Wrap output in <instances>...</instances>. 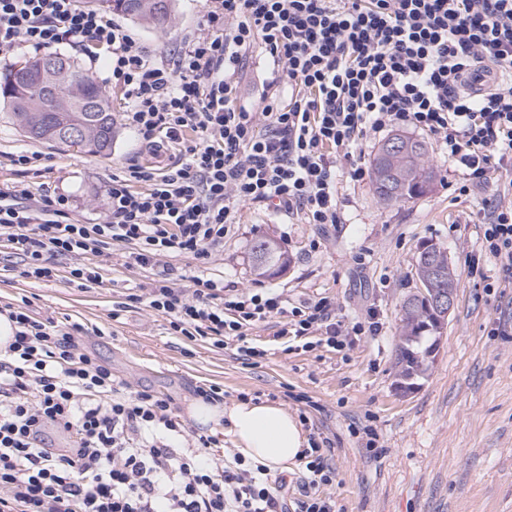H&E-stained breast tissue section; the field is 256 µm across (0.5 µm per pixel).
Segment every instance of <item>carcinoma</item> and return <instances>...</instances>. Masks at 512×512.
Here are the masks:
<instances>
[{
    "instance_id": "1",
    "label": "carcinoma",
    "mask_w": 512,
    "mask_h": 512,
    "mask_svg": "<svg viewBox=\"0 0 512 512\" xmlns=\"http://www.w3.org/2000/svg\"><path fill=\"white\" fill-rule=\"evenodd\" d=\"M149 8L132 19L157 29L167 27L171 19L172 0H150ZM49 55L35 57L20 68L9 70L0 77V102L6 104L20 122L27 137L35 140L57 141L56 129L72 120L68 112L54 111L55 103L70 96L68 83L58 85L55 95L47 96L34 71ZM71 80L80 83L88 98L104 103L106 125L93 138L94 144L77 143L75 147L99 156L112 153V113L106 93L97 77L76 59L68 57ZM406 150L402 154L385 156L377 150L371 164L375 192L383 201L416 199L431 191L434 171L425 161L423 142L399 135ZM288 254L270 238L259 239L253 248V270L258 277H267L287 270ZM417 276L422 288L407 296L400 311V341L398 361L399 384L409 387L429 369L428 357L436 350L440 327L432 314L431 299L435 291L455 287L454 272L448 262V252L440 245H431L420 252Z\"/></svg>"
}]
</instances>
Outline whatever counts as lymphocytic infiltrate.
<instances>
[{"label": "lymphocytic infiltrate", "mask_w": 512, "mask_h": 512, "mask_svg": "<svg viewBox=\"0 0 512 512\" xmlns=\"http://www.w3.org/2000/svg\"><path fill=\"white\" fill-rule=\"evenodd\" d=\"M202 25L169 62L151 63L121 25L77 0H0L1 51L107 48L126 125L179 154L113 176L103 224L77 223L65 195L35 205L24 187L1 189L0 236L21 277L52 279L70 258V276L94 284L87 256L132 244L130 260L156 276L128 301L247 364L263 355L252 330L275 318L280 335L331 348L377 335L375 311L348 321L324 298L292 307L281 291L198 276L187 287L163 261L207 268L247 205L340 223L342 177L368 174L361 140L390 127L445 145L460 194L496 187L512 172V0H205ZM256 47L272 79L249 110L236 76ZM483 68L498 84L468 92ZM480 246L498 270L492 287L512 288V199H487ZM5 312L16 330L0 357V512H288L286 474L237 453L212 464L217 437L189 427L168 395L120 393L111 367L82 347V325ZM51 430L66 446L49 444ZM301 461L297 512H336L330 442L311 440Z\"/></svg>", "instance_id": "1"}]
</instances>
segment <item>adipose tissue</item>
<instances>
[{
    "instance_id": "ef3b65f1",
    "label": "adipose tissue",
    "mask_w": 512,
    "mask_h": 512,
    "mask_svg": "<svg viewBox=\"0 0 512 512\" xmlns=\"http://www.w3.org/2000/svg\"><path fill=\"white\" fill-rule=\"evenodd\" d=\"M188 413L212 431L228 424L236 450L273 471L300 459L309 446L297 417L278 403L247 400L226 407L198 400L189 405Z\"/></svg>"
}]
</instances>
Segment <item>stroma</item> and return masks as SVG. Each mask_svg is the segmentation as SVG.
Segmentation results:
<instances>
[{"label":"stroma","instance_id":"1","mask_svg":"<svg viewBox=\"0 0 512 512\" xmlns=\"http://www.w3.org/2000/svg\"><path fill=\"white\" fill-rule=\"evenodd\" d=\"M203 10L202 0H174L162 31L119 14L114 20L147 55L165 62L200 34ZM64 51L104 84L116 130L112 153L103 158L32 141L0 104V188L18 184L36 198L66 195L76 219L99 224L109 214L113 175L132 165L153 166L154 160L125 124L121 90L106 81L107 52L69 45ZM270 70L269 60L253 51L238 77L240 105L259 104ZM426 144L436 173L428 194L387 204L372 180L347 181L343 221L326 227L292 224L282 212L244 206L223 253L205 273L227 287L282 289L293 306L325 297L350 318L376 308L383 323L378 336L355 337L339 350L316 345L289 351L271 323L252 332L254 346L265 352L252 366L232 350L172 335L165 317L142 305L112 320L113 306L152 277L125 265L118 246L89 257L102 280L85 287L72 280L67 259L59 261L52 280L18 277L15 257L0 246V307L24 303L37 316L83 325L84 346L111 365L117 380L170 396L177 412L194 400L197 387L210 384L223 387L228 406L245 393L288 407L307 436L329 439L334 449L330 493L338 512H512V335L490 333L498 318L512 315V288L485 290L484 277L495 276L496 269L480 250L482 199L457 195L458 175L447 155L434 139ZM20 152L38 157L28 171L10 163ZM261 237L275 239L287 252L286 271L254 275L252 251ZM430 243L448 251L455 305L426 376L403 391L397 386L400 309L421 287L416 261ZM366 425L378 435L381 457L370 456L350 433Z\"/></svg>","mask_w":512,"mask_h":512}]
</instances>
